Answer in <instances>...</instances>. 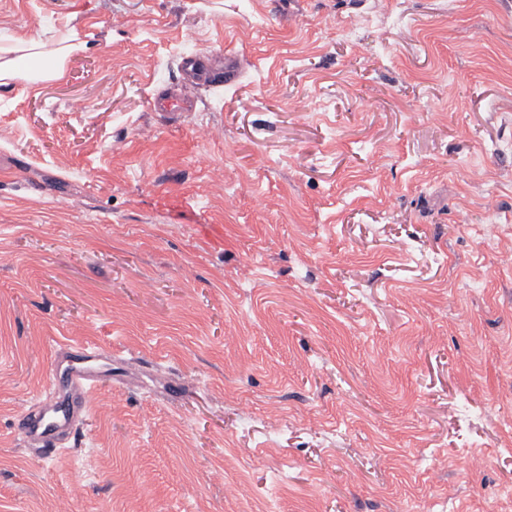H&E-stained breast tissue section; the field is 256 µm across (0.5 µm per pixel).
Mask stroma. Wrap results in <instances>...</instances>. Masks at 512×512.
I'll return each instance as SVG.
<instances>
[{"label":"stroma","instance_id":"stroma-1","mask_svg":"<svg viewBox=\"0 0 512 512\" xmlns=\"http://www.w3.org/2000/svg\"><path fill=\"white\" fill-rule=\"evenodd\" d=\"M32 37L83 48L0 88V512H512V0H0ZM81 47V44L70 43L54 50L51 53L53 57L52 63L41 71L40 78L43 80H61L65 76V62L67 55ZM221 53H195L182 60V67L190 80L199 83L206 76L209 62L216 57L222 58ZM78 354L73 353L66 360L65 371L68 375L69 385L77 398V409L70 411L54 412L48 416L36 415L31 408H26L20 414L21 429L31 438L43 442L47 454L57 452L56 436L74 428L77 420L78 409H86L90 396L102 390V384L98 378H94L86 363L91 360L96 352V347L87 344L78 349Z\"/></svg>","mask_w":512,"mask_h":512}]
</instances>
